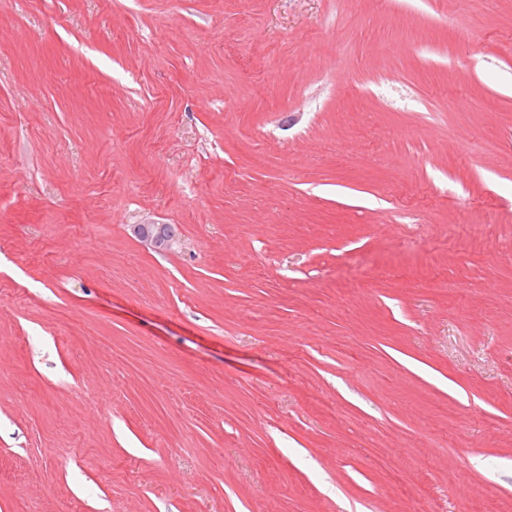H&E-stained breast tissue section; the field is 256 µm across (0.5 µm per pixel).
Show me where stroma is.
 <instances>
[{
    "label": "stroma",
    "mask_w": 512,
    "mask_h": 512,
    "mask_svg": "<svg viewBox=\"0 0 512 512\" xmlns=\"http://www.w3.org/2000/svg\"><path fill=\"white\" fill-rule=\"evenodd\" d=\"M387 458L512 512V0H0V512H415ZM133 236L154 251H169L176 243V236L170 224H133Z\"/></svg>",
    "instance_id": "35a3bbf8"
}]
</instances>
